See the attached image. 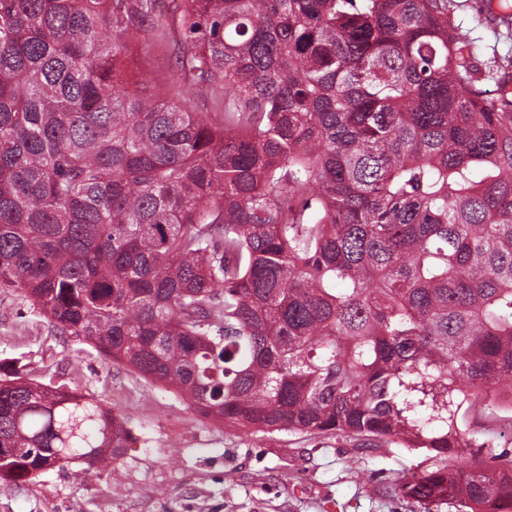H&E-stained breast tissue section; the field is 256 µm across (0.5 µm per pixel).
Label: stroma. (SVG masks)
Masks as SVG:
<instances>
[{
  "label": "stroma",
  "instance_id": "1",
  "mask_svg": "<svg viewBox=\"0 0 512 512\" xmlns=\"http://www.w3.org/2000/svg\"><path fill=\"white\" fill-rule=\"evenodd\" d=\"M481 0H448L481 70L511 62L512 26L481 14ZM173 37H148L127 59L149 89L175 80ZM32 378L102 400L131 431L102 477L81 465L50 469L21 486L0 482V512H456L399 494L404 473L432 470L423 449L362 448L349 438L250 433L198 416L186 400L53 330L15 292L0 293V362Z\"/></svg>",
  "mask_w": 512,
  "mask_h": 512
}]
</instances>
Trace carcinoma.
Wrapping results in <instances>:
<instances>
[{"label":"carcinoma","instance_id":"1","mask_svg":"<svg viewBox=\"0 0 512 512\" xmlns=\"http://www.w3.org/2000/svg\"><path fill=\"white\" fill-rule=\"evenodd\" d=\"M160 2L0 0V290L227 426L425 448L400 494L512 510L467 423L512 389V74L477 87L448 0ZM169 21L176 102L123 67ZM128 436L0 363L1 481Z\"/></svg>","mask_w":512,"mask_h":512}]
</instances>
